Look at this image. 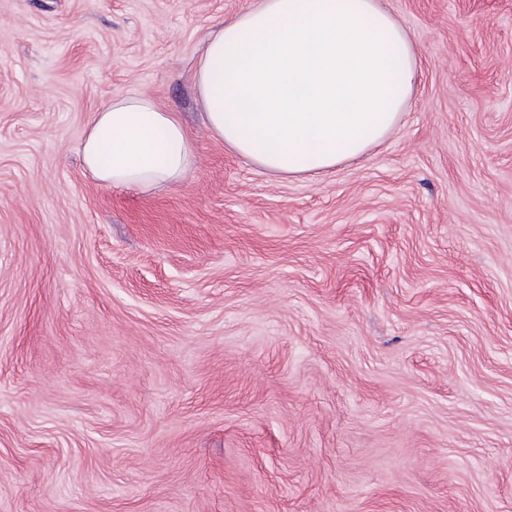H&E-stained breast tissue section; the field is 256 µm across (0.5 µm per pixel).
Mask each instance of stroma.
Masks as SVG:
<instances>
[{"label": "stroma", "mask_w": 512, "mask_h": 512, "mask_svg": "<svg viewBox=\"0 0 512 512\" xmlns=\"http://www.w3.org/2000/svg\"><path fill=\"white\" fill-rule=\"evenodd\" d=\"M420 82L283 179L193 72L253 0H0V512H512V0H381ZM146 94L196 162L99 184ZM81 155L97 182L144 193L181 180L195 159L193 141L175 113L143 95L113 97L95 112Z\"/></svg>", "instance_id": "1"}]
</instances>
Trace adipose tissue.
I'll return each instance as SVG.
<instances>
[{
	"instance_id": "ef3b65f1",
	"label": "adipose tissue",
	"mask_w": 512,
	"mask_h": 512,
	"mask_svg": "<svg viewBox=\"0 0 512 512\" xmlns=\"http://www.w3.org/2000/svg\"><path fill=\"white\" fill-rule=\"evenodd\" d=\"M419 53L379 0H257L205 43L193 80L209 133L279 177L326 173L396 126ZM99 183L148 193L181 180L194 144L172 112L120 95L82 142Z\"/></svg>"
}]
</instances>
